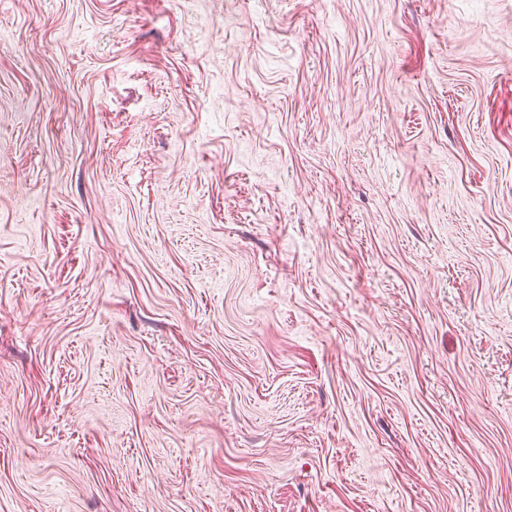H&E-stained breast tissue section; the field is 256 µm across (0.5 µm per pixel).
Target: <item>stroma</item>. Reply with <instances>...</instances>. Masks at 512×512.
<instances>
[{"mask_svg": "<svg viewBox=\"0 0 512 512\" xmlns=\"http://www.w3.org/2000/svg\"><path fill=\"white\" fill-rule=\"evenodd\" d=\"M0 512H512V0H0Z\"/></svg>", "mask_w": 512, "mask_h": 512, "instance_id": "stroma-1", "label": "stroma"}]
</instances>
